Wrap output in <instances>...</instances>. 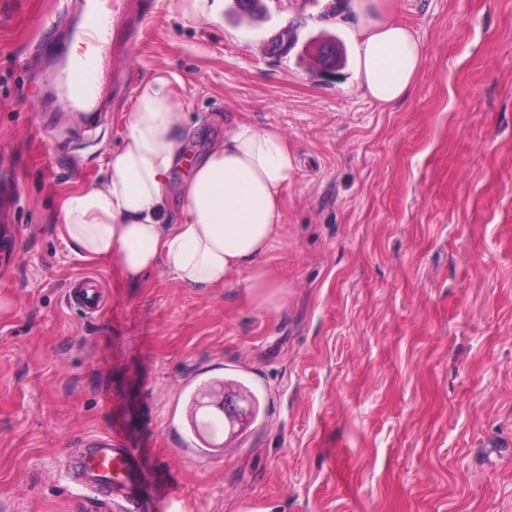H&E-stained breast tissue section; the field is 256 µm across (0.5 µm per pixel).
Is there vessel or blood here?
I'll return each mask as SVG.
<instances>
[{"label": "vessel or blood", "mask_w": 512, "mask_h": 512, "mask_svg": "<svg viewBox=\"0 0 512 512\" xmlns=\"http://www.w3.org/2000/svg\"><path fill=\"white\" fill-rule=\"evenodd\" d=\"M149 14L147 0H81L69 36L91 44L93 53L75 57L54 41L44 48L66 111L84 116L103 111L111 70L126 60L124 46L142 30ZM67 300L85 314L98 313L101 300L94 275L71 280ZM79 444L82 455L66 464L76 489L118 498L125 512H184L181 494L133 447L124 418H116L110 434H86Z\"/></svg>", "instance_id": "vessel-or-blood-1"}]
</instances>
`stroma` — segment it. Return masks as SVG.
Returning <instances> with one entry per match:
<instances>
[{"label": "stroma", "instance_id": "35a3bbf8", "mask_svg": "<svg viewBox=\"0 0 512 512\" xmlns=\"http://www.w3.org/2000/svg\"><path fill=\"white\" fill-rule=\"evenodd\" d=\"M157 9L94 126L26 62L59 0H0V512H121L74 491L78 438L127 412L136 447L188 512H512V0H399L422 37L420 80L399 105L365 97L349 25L330 0H265L263 18L185 24ZM293 31L291 49L268 41ZM339 40L334 70L320 46ZM173 94L202 155L240 122L279 127L298 166L284 235L266 262L285 289L259 308L240 284L202 291L156 269L126 284L75 258L68 193L99 185L148 78ZM98 276L93 318L70 307ZM263 411L226 447L192 457L184 388L233 371ZM96 277L84 274L69 282L67 300L71 306L81 309L87 315L99 312L101 300L95 283Z\"/></svg>", "mask_w": 512, "mask_h": 512}]
</instances>
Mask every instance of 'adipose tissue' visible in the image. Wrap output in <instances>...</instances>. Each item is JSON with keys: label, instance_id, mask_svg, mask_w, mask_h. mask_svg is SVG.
Returning <instances> with one entry per match:
<instances>
[{"label": "adipose tissue", "instance_id": "obj_1", "mask_svg": "<svg viewBox=\"0 0 512 512\" xmlns=\"http://www.w3.org/2000/svg\"><path fill=\"white\" fill-rule=\"evenodd\" d=\"M345 13L359 34L360 89L384 107L405 100L422 72L419 34L397 20L393 0H347ZM171 84L157 76L139 88L102 185L66 196L61 236L75 256L107 262L128 282L160 267L190 288L241 279L269 307L277 282L266 257L283 235L297 158L278 128L236 124L197 158L172 206L171 174L193 124Z\"/></svg>", "mask_w": 512, "mask_h": 512}]
</instances>
